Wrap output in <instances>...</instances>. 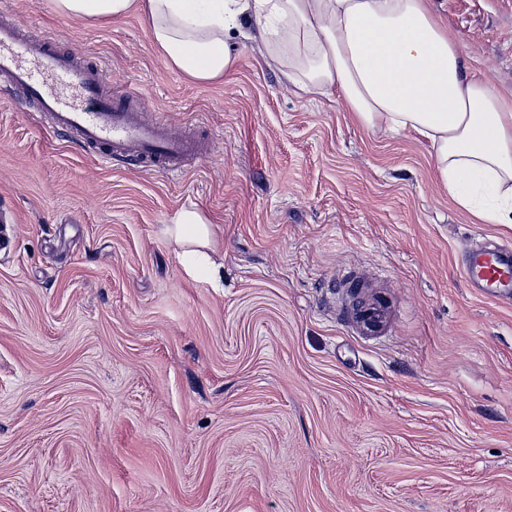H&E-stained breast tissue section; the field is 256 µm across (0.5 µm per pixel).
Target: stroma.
Segmentation results:
<instances>
[{"instance_id":"stroma-1","label":"stroma","mask_w":512,"mask_h":512,"mask_svg":"<svg viewBox=\"0 0 512 512\" xmlns=\"http://www.w3.org/2000/svg\"><path fill=\"white\" fill-rule=\"evenodd\" d=\"M512 90V0H433ZM107 67L146 118L205 131L181 175L101 164L0 101V512H512V300L460 274L512 245L429 143L287 87L254 41L223 79L167 67L142 19L0 0ZM215 227L188 275L174 212ZM390 313L363 333L359 309Z\"/></svg>"}]
</instances>
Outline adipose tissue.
I'll use <instances>...</instances> for the list:
<instances>
[{"label": "adipose tissue", "instance_id": "adipose-tissue-1", "mask_svg": "<svg viewBox=\"0 0 512 512\" xmlns=\"http://www.w3.org/2000/svg\"><path fill=\"white\" fill-rule=\"evenodd\" d=\"M81 20L140 13L165 64L197 81L223 78L230 42L257 33L285 83L340 91L372 132L409 128L430 145L438 181L487 224L512 225V98L458 50L430 0H55ZM187 272L217 275L214 228L183 208L164 227Z\"/></svg>", "mask_w": 512, "mask_h": 512}]
</instances>
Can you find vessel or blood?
<instances>
[{
  "label": "vessel or blood",
  "mask_w": 512,
  "mask_h": 512,
  "mask_svg": "<svg viewBox=\"0 0 512 512\" xmlns=\"http://www.w3.org/2000/svg\"><path fill=\"white\" fill-rule=\"evenodd\" d=\"M58 83L72 87L74 97L58 96ZM0 95L24 100L49 127L107 165L128 162L177 176L184 161L202 149L197 137L175 135L165 123L145 120L134 95L113 88L98 63L60 48L53 39L24 31L14 20H0ZM462 274L481 296L512 294V247L469 251ZM389 318L385 308L374 306L361 313L358 322L365 332L375 333Z\"/></svg>",
  "instance_id": "b4317fda"
}]
</instances>
